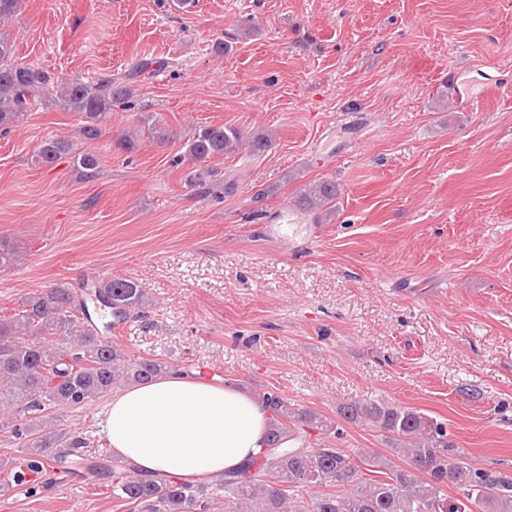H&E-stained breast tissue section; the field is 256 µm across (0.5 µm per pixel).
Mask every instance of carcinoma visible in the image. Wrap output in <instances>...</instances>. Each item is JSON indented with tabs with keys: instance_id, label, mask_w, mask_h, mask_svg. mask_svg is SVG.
<instances>
[{
	"instance_id": "1",
	"label": "carcinoma",
	"mask_w": 512,
	"mask_h": 512,
	"mask_svg": "<svg viewBox=\"0 0 512 512\" xmlns=\"http://www.w3.org/2000/svg\"><path fill=\"white\" fill-rule=\"evenodd\" d=\"M55 78L12 61V47L0 40V132L14 126L23 111L46 103ZM132 97L131 86L112 76L76 78L58 84L54 104L81 118L78 136L97 140L112 106ZM241 132L222 124L196 128L184 146L192 164L189 181L202 186L208 163L235 152ZM70 158L81 177H93L99 158L73 152V140L48 137L35 161L50 166ZM336 182L306 186L298 205L315 212L336 200ZM17 250L0 238V271L15 264ZM146 301L136 281L102 276L77 287L58 282L0 316V425L10 429L29 466L67 458L112 486V498L126 512H512V476L486 471L448 438L444 423L412 408L388 402L344 404L348 423L380 428L391 451L406 458L402 467L380 454L350 453L332 440L341 436L336 420L301 407L269 388L255 393L271 417L266 449L220 481L193 484L169 475L141 478L131 464L112 463L108 450L93 446L85 432L54 422L57 409L83 406L134 384H145L172 368L160 358L134 357L109 336V311L123 321L142 312ZM457 497L448 499L447 490Z\"/></svg>"
}]
</instances>
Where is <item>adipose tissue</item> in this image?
Returning <instances> with one entry per match:
<instances>
[{
	"instance_id": "obj_1",
	"label": "adipose tissue",
	"mask_w": 512,
	"mask_h": 512,
	"mask_svg": "<svg viewBox=\"0 0 512 512\" xmlns=\"http://www.w3.org/2000/svg\"><path fill=\"white\" fill-rule=\"evenodd\" d=\"M267 418L250 393L175 369L112 396L101 427L113 456L132 461L140 477L168 473L204 482L262 447Z\"/></svg>"
}]
</instances>
